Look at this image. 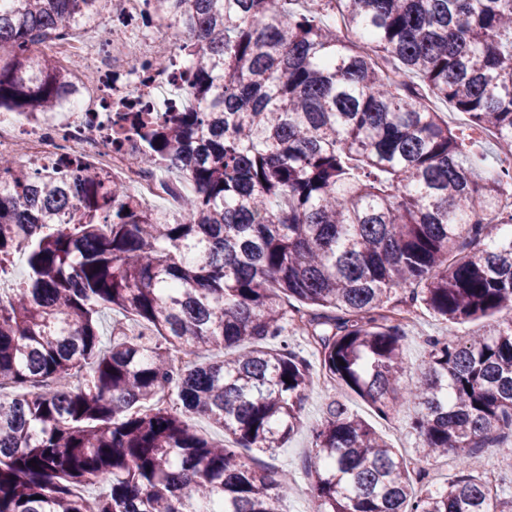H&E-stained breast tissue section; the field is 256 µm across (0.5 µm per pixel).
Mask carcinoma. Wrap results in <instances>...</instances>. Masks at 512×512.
I'll list each match as a JSON object with an SVG mask.
<instances>
[{"instance_id": "obj_1", "label": "carcinoma", "mask_w": 512, "mask_h": 512, "mask_svg": "<svg viewBox=\"0 0 512 512\" xmlns=\"http://www.w3.org/2000/svg\"><path fill=\"white\" fill-rule=\"evenodd\" d=\"M111 2L8 0L0 107L59 106L70 71L32 48L66 23L112 37ZM153 2L191 76L167 112L112 125L140 130L132 163L193 184L182 219L161 221L86 162L35 179L0 156V512H283L288 474L249 460L282 447L313 391L290 336L381 415L414 404L424 457L466 467L477 448L508 450L512 173L486 167L430 99L512 154V0ZM415 304L452 324L505 315L431 339L406 387L396 307ZM107 310L142 331L117 324L102 345ZM183 349L197 360L177 365ZM194 415L228 442L198 434ZM105 475V493L79 492ZM308 475L317 512H512L466 471L422 484L339 400Z\"/></svg>"}]
</instances>
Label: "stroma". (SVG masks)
Listing matches in <instances>:
<instances>
[{
  "instance_id": "1",
  "label": "stroma",
  "mask_w": 512,
  "mask_h": 512,
  "mask_svg": "<svg viewBox=\"0 0 512 512\" xmlns=\"http://www.w3.org/2000/svg\"><path fill=\"white\" fill-rule=\"evenodd\" d=\"M485 320H477L465 325H454L423 314L421 319L409 324L403 342V354L410 369L405 377L407 383L418 379L417 366L424 360L431 336L455 334L465 336L484 329ZM341 399L347 406L367 420L377 431L384 434L400 453L420 460L424 470L429 471L432 487L446 486L458 473L453 456L424 460L421 444L413 434L408 422L414 413L412 405H404L389 419L378 417L372 409L355 393L342 390L337 384L315 383L313 392L305 400L301 411V422L291 439L283 448L277 450L273 464L277 469L288 471L292 481L283 502L284 512H316L310 479L305 462L310 457L313 446L314 430L323 419L326 405L332 399ZM469 470L473 475L485 478L494 477L501 498H512V460L502 457L497 448L482 449L473 455Z\"/></svg>"
}]
</instances>
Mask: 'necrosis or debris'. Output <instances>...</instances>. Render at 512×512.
Masks as SVG:
<instances>
[{"mask_svg":"<svg viewBox=\"0 0 512 512\" xmlns=\"http://www.w3.org/2000/svg\"><path fill=\"white\" fill-rule=\"evenodd\" d=\"M172 22L155 17L150 0H113L112 36L82 41L72 37L39 46L40 54L81 63L79 81L66 111L32 120L21 112L0 113V154H23L35 170L69 159L96 163L120 177L144 202H177V188L156 170L130 166L141 140L128 134L116 142L110 109L141 102L151 109L168 106L182 89L184 66L158 68L174 54Z\"/></svg>","mask_w":512,"mask_h":512,"instance_id":"obj_1","label":"necrosis or debris"}]
</instances>
